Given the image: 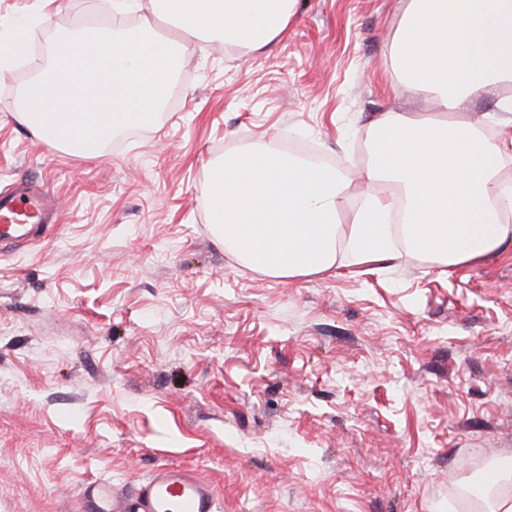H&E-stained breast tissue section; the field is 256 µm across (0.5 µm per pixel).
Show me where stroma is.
<instances>
[{
    "instance_id": "obj_1",
    "label": "stroma",
    "mask_w": 512,
    "mask_h": 512,
    "mask_svg": "<svg viewBox=\"0 0 512 512\" xmlns=\"http://www.w3.org/2000/svg\"><path fill=\"white\" fill-rule=\"evenodd\" d=\"M0 0V190L41 183L61 221L0 243V512H93L162 464L217 512H469L512 467V243L444 267L398 246L276 279L217 239L208 169L303 144L355 176L383 112L426 113L393 81L403 0H298L285 35L236 58L191 42L164 112L72 154L21 122L14 88L65 34L174 20L151 0Z\"/></svg>"
}]
</instances>
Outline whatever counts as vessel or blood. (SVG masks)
<instances>
[{
  "label": "vessel or blood",
  "mask_w": 512,
  "mask_h": 512,
  "mask_svg": "<svg viewBox=\"0 0 512 512\" xmlns=\"http://www.w3.org/2000/svg\"><path fill=\"white\" fill-rule=\"evenodd\" d=\"M49 192L17 187L0 192V242H20L34 229L57 215ZM93 496L100 512H216L213 485L194 470L181 466L157 467L133 498L114 493L110 486L97 485Z\"/></svg>",
  "instance_id": "vessel-or-blood-1"
}]
</instances>
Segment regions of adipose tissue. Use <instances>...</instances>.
<instances>
[{"label": "adipose tissue", "instance_id": "adipose-tissue-1", "mask_svg": "<svg viewBox=\"0 0 512 512\" xmlns=\"http://www.w3.org/2000/svg\"><path fill=\"white\" fill-rule=\"evenodd\" d=\"M298 0H154L181 37L158 38L151 22L59 39L53 61L22 93L21 121L69 152L99 154L115 132L155 121L192 40L209 36L255 52L284 34ZM392 68L440 116L385 112L372 123L367 183L394 185L396 200L368 197L349 230L338 216L349 177L303 163L273 145L245 148L211 166L207 206L225 246L274 278L321 275L337 255L386 257L396 241L441 264L476 262L512 236V180L502 166L512 137L491 139L461 116L493 98L512 113V0H403L388 46ZM400 205L403 231L389 224Z\"/></svg>", "mask_w": 512, "mask_h": 512}]
</instances>
